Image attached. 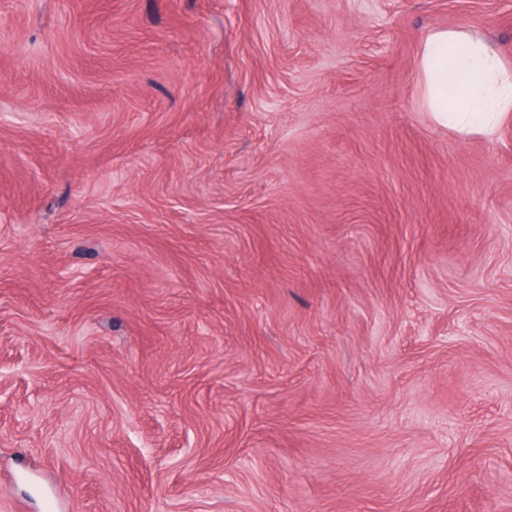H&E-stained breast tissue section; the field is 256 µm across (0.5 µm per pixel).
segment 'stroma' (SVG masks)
I'll list each match as a JSON object with an SVG mask.
<instances>
[{
  "label": "stroma",
  "instance_id": "1",
  "mask_svg": "<svg viewBox=\"0 0 512 512\" xmlns=\"http://www.w3.org/2000/svg\"><path fill=\"white\" fill-rule=\"evenodd\" d=\"M512 0H0V512H512ZM417 69L421 104L442 127L491 134L512 112V69L484 39L462 30L429 31L420 43Z\"/></svg>",
  "mask_w": 512,
  "mask_h": 512
}]
</instances>
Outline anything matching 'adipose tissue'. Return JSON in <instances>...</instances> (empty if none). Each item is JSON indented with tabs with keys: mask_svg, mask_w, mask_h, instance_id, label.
Instances as JSON below:
<instances>
[{
	"mask_svg": "<svg viewBox=\"0 0 512 512\" xmlns=\"http://www.w3.org/2000/svg\"><path fill=\"white\" fill-rule=\"evenodd\" d=\"M417 69L421 104L440 126L489 134L512 114V68L486 40L461 30L429 31Z\"/></svg>",
	"mask_w": 512,
	"mask_h": 512,
	"instance_id": "obj_1",
	"label": "adipose tissue"
}]
</instances>
